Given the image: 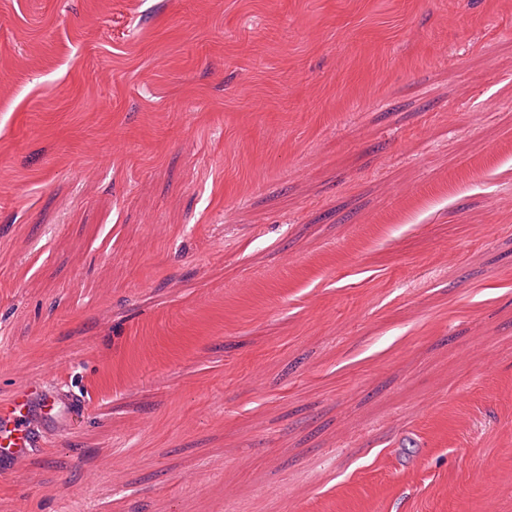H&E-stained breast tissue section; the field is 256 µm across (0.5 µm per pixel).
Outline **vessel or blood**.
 Here are the masks:
<instances>
[{
    "label": "vessel or blood",
    "instance_id": "1",
    "mask_svg": "<svg viewBox=\"0 0 512 512\" xmlns=\"http://www.w3.org/2000/svg\"><path fill=\"white\" fill-rule=\"evenodd\" d=\"M80 393L58 383L26 382L0 402V474L12 473L83 416Z\"/></svg>",
    "mask_w": 512,
    "mask_h": 512
}]
</instances>
